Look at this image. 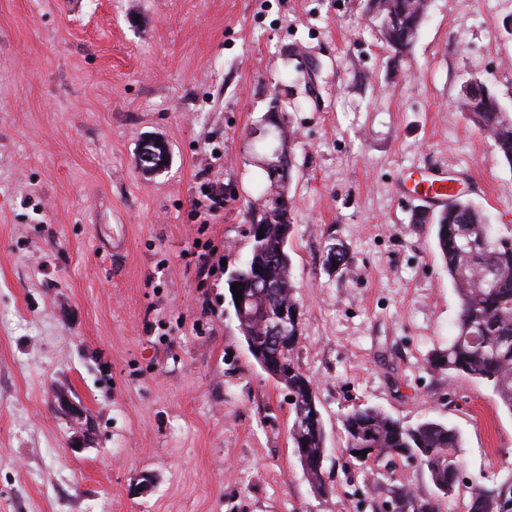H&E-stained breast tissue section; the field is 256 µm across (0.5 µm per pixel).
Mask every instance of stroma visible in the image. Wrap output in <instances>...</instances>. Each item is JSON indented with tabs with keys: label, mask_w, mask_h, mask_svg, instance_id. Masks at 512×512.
Listing matches in <instances>:
<instances>
[{
	"label": "stroma",
	"mask_w": 512,
	"mask_h": 512,
	"mask_svg": "<svg viewBox=\"0 0 512 512\" xmlns=\"http://www.w3.org/2000/svg\"><path fill=\"white\" fill-rule=\"evenodd\" d=\"M296 47L312 85L284 79ZM474 80L512 113V0H431L402 59L366 0H0V512H374L376 470L342 429L366 407L455 428L468 485L512 476V414L428 365L459 298L411 221L410 175L444 169L512 225V166L456 105ZM275 96L326 498L227 286L264 181L246 141ZM147 137L167 171H142ZM330 235L352 259L340 276ZM214 247L225 265L200 276ZM59 389L90 423L72 426Z\"/></svg>",
	"instance_id": "1"
}]
</instances>
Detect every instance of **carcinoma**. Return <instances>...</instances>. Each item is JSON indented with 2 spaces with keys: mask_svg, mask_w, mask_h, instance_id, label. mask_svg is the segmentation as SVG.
Listing matches in <instances>:
<instances>
[{
  "mask_svg": "<svg viewBox=\"0 0 512 512\" xmlns=\"http://www.w3.org/2000/svg\"><path fill=\"white\" fill-rule=\"evenodd\" d=\"M429 0H369L368 9L379 21L381 34L395 57L405 56L428 15ZM479 97L465 102L468 120L490 138L508 165L512 166V115L503 111L496 94L478 87ZM285 195L284 186L268 180L265 205L250 221L253 225L251 251L243 266L230 272L228 284L241 283L254 308L271 311L286 304L299 307L291 278V257L287 246L295 231V207L280 208L276 198ZM415 224L435 226L436 246L459 297V313L448 348L429 359L435 371L452 379L467 375L488 384L501 404L512 412V228L499 230L487 223L484 214L467 197L450 195L448 203L430 214H412ZM263 237H258V231ZM351 258L344 248L325 252L327 272L348 271ZM302 338L296 325L276 350L279 379L291 395L293 412L290 439L306 458L325 456L324 427L313 422L318 398L311 379L294 361ZM346 447L366 448L364 456L353 457L361 464L384 460H412L428 475L435 489L455 481L462 471L456 448V429L436 420L406 425L375 408L355 409L344 415ZM306 475L324 495L332 486L323 478V468H311ZM383 503L392 512H440L441 496H420L401 482H378ZM467 512H512V478L483 484L470 492Z\"/></svg>",
  "mask_w": 512,
  "mask_h": 512,
  "instance_id": "1",
  "label": "carcinoma"
}]
</instances>
